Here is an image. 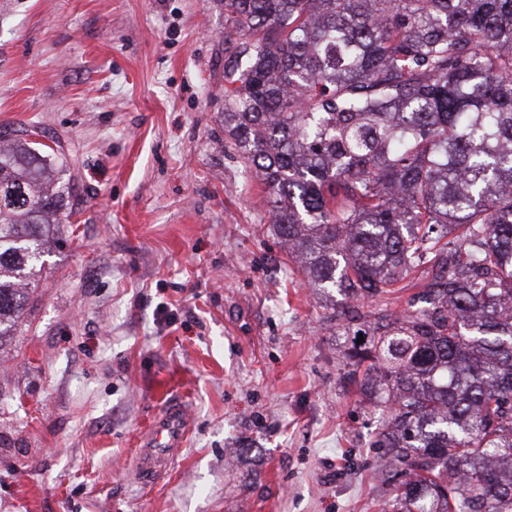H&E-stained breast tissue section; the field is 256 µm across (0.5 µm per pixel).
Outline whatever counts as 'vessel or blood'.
I'll return each instance as SVG.
<instances>
[{
	"instance_id": "1",
	"label": "vessel or blood",
	"mask_w": 512,
	"mask_h": 512,
	"mask_svg": "<svg viewBox=\"0 0 512 512\" xmlns=\"http://www.w3.org/2000/svg\"><path fill=\"white\" fill-rule=\"evenodd\" d=\"M188 428L185 411L176 401L165 403L153 417L136 456L142 481L151 483L165 472L172 454L181 448Z\"/></svg>"
}]
</instances>
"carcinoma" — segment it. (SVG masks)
Instances as JSON below:
<instances>
[{"label": "carcinoma", "instance_id": "obj_1", "mask_svg": "<svg viewBox=\"0 0 512 512\" xmlns=\"http://www.w3.org/2000/svg\"><path fill=\"white\" fill-rule=\"evenodd\" d=\"M224 135L312 288L362 320L348 377L403 476L384 512H512V0H224ZM0 129V336L71 195Z\"/></svg>", "mask_w": 512, "mask_h": 512}]
</instances>
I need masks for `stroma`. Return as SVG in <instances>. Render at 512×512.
Returning a JSON list of instances; mask_svg holds the SVG:
<instances>
[{
  "instance_id": "stroma-1",
  "label": "stroma",
  "mask_w": 512,
  "mask_h": 512,
  "mask_svg": "<svg viewBox=\"0 0 512 512\" xmlns=\"http://www.w3.org/2000/svg\"><path fill=\"white\" fill-rule=\"evenodd\" d=\"M219 0H0V126L70 163L75 213L0 338V512H382L383 424L224 140ZM188 439L134 470L154 414ZM187 432L182 405L178 400L165 403L152 418L137 452L136 466L142 481L152 483L161 477L172 454L185 442Z\"/></svg>"
}]
</instances>
